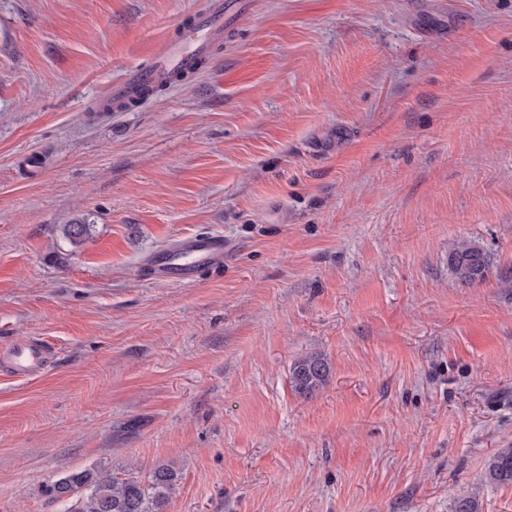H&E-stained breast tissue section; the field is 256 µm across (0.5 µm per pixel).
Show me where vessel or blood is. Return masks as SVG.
<instances>
[{
    "mask_svg": "<svg viewBox=\"0 0 512 512\" xmlns=\"http://www.w3.org/2000/svg\"><path fill=\"white\" fill-rule=\"evenodd\" d=\"M254 8V0H206L193 22L180 26L177 36L166 43L153 64L114 84L110 96L119 102L127 100L165 81L174 71L192 68L215 38L236 27ZM225 249L222 236L197 233L183 238L175 247L157 252L149 273L157 280L191 283L200 272L223 267ZM51 358L50 347L35 339L14 343L0 351V365L24 376L42 371Z\"/></svg>",
    "mask_w": 512,
    "mask_h": 512,
    "instance_id": "obj_1",
    "label": "vessel or blood"
}]
</instances>
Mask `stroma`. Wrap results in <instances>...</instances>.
Returning <instances> with one entry per match:
<instances>
[{
  "instance_id": "obj_1",
  "label": "stroma",
  "mask_w": 512,
  "mask_h": 512,
  "mask_svg": "<svg viewBox=\"0 0 512 512\" xmlns=\"http://www.w3.org/2000/svg\"><path fill=\"white\" fill-rule=\"evenodd\" d=\"M203 2L0 0V346L55 350L0 372V512L159 466L167 512H512L484 478L512 445V0H257L102 111ZM199 232L223 270L145 276ZM310 352L332 377L305 399ZM448 268L461 285H478L489 276L490 256L479 242L462 240L448 250ZM52 351L45 343L27 339L7 347L0 353V365L20 375L30 376L42 371L52 359ZM331 365L318 353L305 354L294 360L290 368L291 388L298 395L310 398L330 381Z\"/></svg>"
}]
</instances>
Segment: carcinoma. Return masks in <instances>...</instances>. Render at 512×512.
Masks as SVG:
<instances>
[{"mask_svg":"<svg viewBox=\"0 0 512 512\" xmlns=\"http://www.w3.org/2000/svg\"><path fill=\"white\" fill-rule=\"evenodd\" d=\"M448 268L458 283L474 286L483 283L491 270L490 256L476 241L462 240L448 250ZM331 365L318 354L294 360L290 368L291 388L310 398L330 381ZM496 486H512V446L499 448L485 471ZM177 474L168 467L155 468L147 483L135 478L115 479L107 472H71L48 488L56 500L70 503L67 512H166L175 491Z\"/></svg>","mask_w":512,"mask_h":512,"instance_id":"cac0c4a2","label":"carcinoma"}]
</instances>
